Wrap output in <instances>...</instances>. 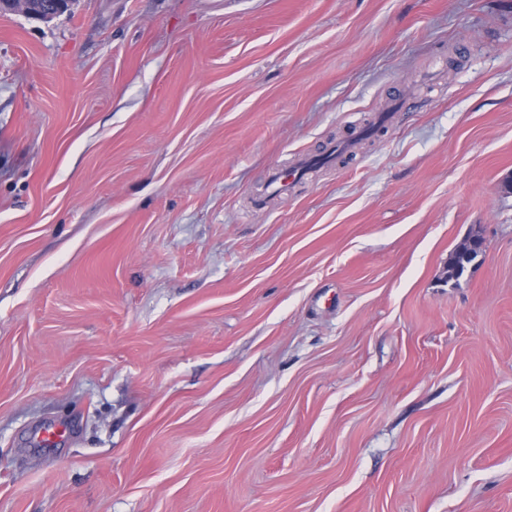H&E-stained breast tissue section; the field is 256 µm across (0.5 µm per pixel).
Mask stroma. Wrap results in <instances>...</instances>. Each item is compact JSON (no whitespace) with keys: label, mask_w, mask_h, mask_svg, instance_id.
Here are the masks:
<instances>
[{"label":"stroma","mask_w":512,"mask_h":512,"mask_svg":"<svg viewBox=\"0 0 512 512\" xmlns=\"http://www.w3.org/2000/svg\"><path fill=\"white\" fill-rule=\"evenodd\" d=\"M0 512H512V0L0 13Z\"/></svg>","instance_id":"stroma-1"}]
</instances>
